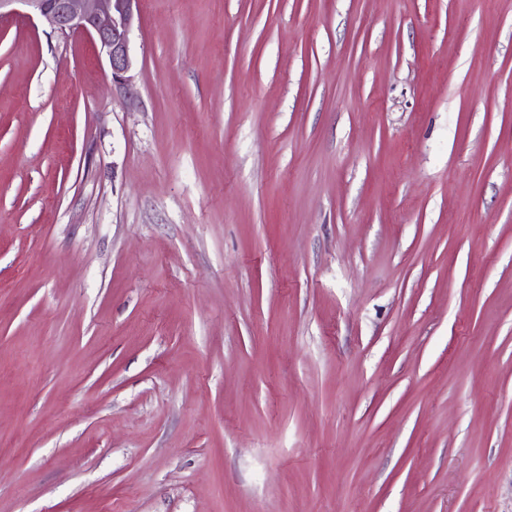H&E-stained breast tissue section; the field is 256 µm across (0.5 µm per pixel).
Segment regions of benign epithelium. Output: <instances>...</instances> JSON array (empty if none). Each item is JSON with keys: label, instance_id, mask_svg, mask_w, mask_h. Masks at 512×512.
Listing matches in <instances>:
<instances>
[{"label": "benign epithelium", "instance_id": "obj_1", "mask_svg": "<svg viewBox=\"0 0 512 512\" xmlns=\"http://www.w3.org/2000/svg\"><path fill=\"white\" fill-rule=\"evenodd\" d=\"M142 0H0V18L16 13L15 5L27 10V17L42 18L64 36L82 33L94 39L110 67L112 83L131 85L135 67L130 34Z\"/></svg>", "mask_w": 512, "mask_h": 512}]
</instances>
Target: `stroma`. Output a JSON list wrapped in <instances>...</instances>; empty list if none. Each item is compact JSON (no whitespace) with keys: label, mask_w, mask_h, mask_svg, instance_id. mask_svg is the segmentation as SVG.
Here are the masks:
<instances>
[{"label":"stroma","mask_w":512,"mask_h":512,"mask_svg":"<svg viewBox=\"0 0 512 512\" xmlns=\"http://www.w3.org/2000/svg\"><path fill=\"white\" fill-rule=\"evenodd\" d=\"M0 20V512H512V0ZM142 0H0V18L22 4L27 17L43 18L64 36L82 33L94 39L110 67L112 84L131 85L135 67L130 34Z\"/></svg>","instance_id":"obj_1"}]
</instances>
